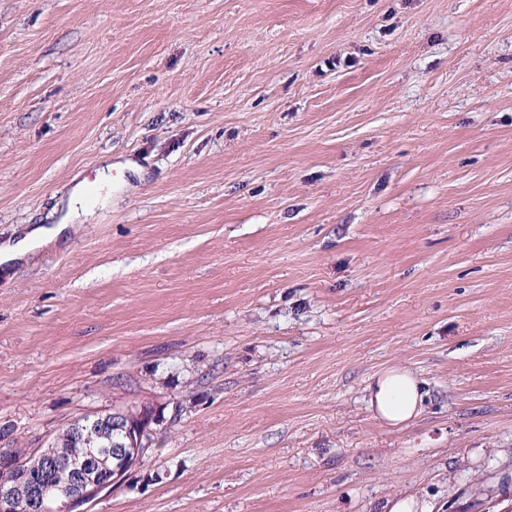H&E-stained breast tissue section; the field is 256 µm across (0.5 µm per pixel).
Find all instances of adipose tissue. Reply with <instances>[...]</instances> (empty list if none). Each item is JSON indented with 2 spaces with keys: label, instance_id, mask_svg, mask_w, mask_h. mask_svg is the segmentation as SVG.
Returning a JSON list of instances; mask_svg holds the SVG:
<instances>
[{
  "label": "adipose tissue",
  "instance_id": "obj_1",
  "mask_svg": "<svg viewBox=\"0 0 512 512\" xmlns=\"http://www.w3.org/2000/svg\"><path fill=\"white\" fill-rule=\"evenodd\" d=\"M86 187L77 184L70 192L54 226L29 229L22 238L0 247V260L24 256L36 243L51 241L66 233L71 221L86 211ZM368 405L375 416L390 426L404 425L418 417L424 393L418 378L408 368L394 367L378 373L367 387Z\"/></svg>",
  "mask_w": 512,
  "mask_h": 512
}]
</instances>
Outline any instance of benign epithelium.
Returning a JSON list of instances; mask_svg holds the SVG:
<instances>
[{"label":"benign epithelium","mask_w":512,"mask_h":512,"mask_svg":"<svg viewBox=\"0 0 512 512\" xmlns=\"http://www.w3.org/2000/svg\"><path fill=\"white\" fill-rule=\"evenodd\" d=\"M152 422L144 405L130 403L69 425L85 444L96 446L81 459L49 450L34 451L18 465L0 458L1 467L15 471L13 479L0 482V512H79L140 461L154 441Z\"/></svg>","instance_id":"benign-epithelium-1"}]
</instances>
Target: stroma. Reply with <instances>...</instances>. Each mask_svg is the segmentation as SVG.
<instances>
[{"mask_svg": "<svg viewBox=\"0 0 512 512\" xmlns=\"http://www.w3.org/2000/svg\"><path fill=\"white\" fill-rule=\"evenodd\" d=\"M108 158L0 265V451L142 402L80 512H512V0H0V244ZM86 187L84 183H78L70 192L63 208L58 223L51 227L37 226L29 229L22 238L11 242H6L1 249L0 261L3 262L18 259L24 256L36 243L42 241H51L63 233H66L71 221L78 218L81 214H88L85 207ZM368 405L389 426H401L422 410V384L408 368L394 367L378 373L367 387Z\"/></svg>", "mask_w": 512, "mask_h": 512, "instance_id": "1", "label": "stroma"}]
</instances>
